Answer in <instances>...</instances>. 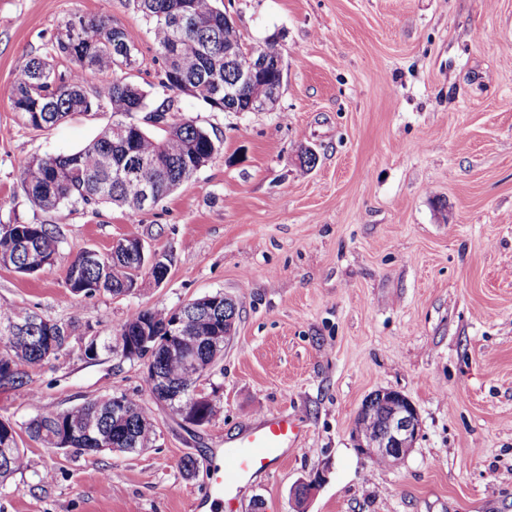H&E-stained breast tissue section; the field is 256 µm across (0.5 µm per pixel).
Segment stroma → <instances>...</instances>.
Returning a JSON list of instances; mask_svg holds the SVG:
<instances>
[{
    "instance_id": "35a3bbf8",
    "label": "stroma",
    "mask_w": 512,
    "mask_h": 512,
    "mask_svg": "<svg viewBox=\"0 0 512 512\" xmlns=\"http://www.w3.org/2000/svg\"><path fill=\"white\" fill-rule=\"evenodd\" d=\"M223 3L245 43L276 38V108L223 112L182 97L180 118L214 130L221 150L155 207L94 215L33 206L19 167L83 147L111 112L32 128L12 110L15 74L72 18L103 16L138 45L132 81L163 98L150 28L129 0H0V224L59 234L40 274L0 266V308L72 328L57 357L0 388V418L124 394L153 421L135 454L20 436L26 466L0 484V512H192L225 439L278 411L301 435L237 512H295L293 487L322 470L308 512H512V0ZM304 150L316 157L306 170ZM128 236L167 256L165 280L72 294L75 257ZM217 291L237 316L201 385L221 402L209 423L185 424L145 396L144 361L84 355L88 337L116 342L135 310ZM382 389L406 395L421 420L395 467L371 464L351 436Z\"/></svg>"
}]
</instances>
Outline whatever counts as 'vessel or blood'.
<instances>
[{
    "label": "vessel or blood",
    "instance_id": "obj_1",
    "mask_svg": "<svg viewBox=\"0 0 512 512\" xmlns=\"http://www.w3.org/2000/svg\"><path fill=\"white\" fill-rule=\"evenodd\" d=\"M298 433L295 419L277 412L266 416L257 426L226 439L222 459L212 468L203 504L208 505L210 512H223L243 488L283 460L289 439Z\"/></svg>",
    "mask_w": 512,
    "mask_h": 512
}]
</instances>
